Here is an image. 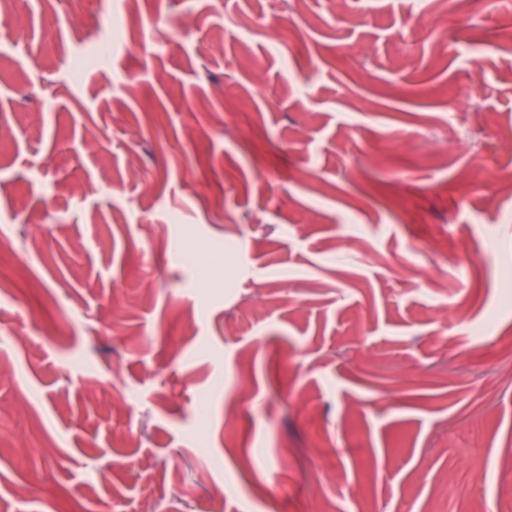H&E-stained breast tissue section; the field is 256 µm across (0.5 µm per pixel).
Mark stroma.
Returning <instances> with one entry per match:
<instances>
[{
	"label": "stroma",
	"mask_w": 512,
	"mask_h": 512,
	"mask_svg": "<svg viewBox=\"0 0 512 512\" xmlns=\"http://www.w3.org/2000/svg\"><path fill=\"white\" fill-rule=\"evenodd\" d=\"M504 2L0 15V512H512Z\"/></svg>",
	"instance_id": "obj_1"
}]
</instances>
